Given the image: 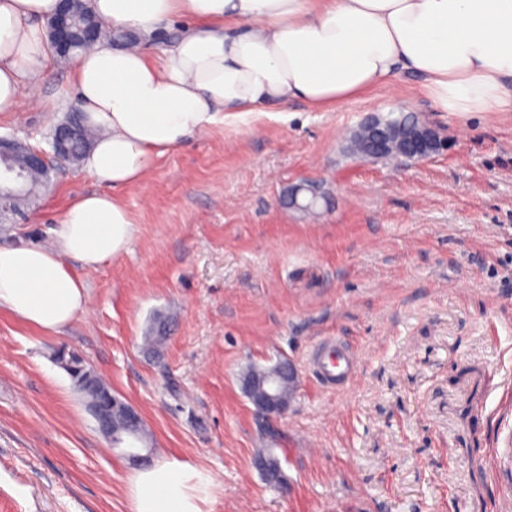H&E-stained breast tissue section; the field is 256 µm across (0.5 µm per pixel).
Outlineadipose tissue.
<instances>
[{"mask_svg":"<svg viewBox=\"0 0 512 512\" xmlns=\"http://www.w3.org/2000/svg\"><path fill=\"white\" fill-rule=\"evenodd\" d=\"M57 0H0V113L49 60L42 21ZM112 30L178 34L162 55L103 40L78 55L71 80L101 136L82 162L99 183L139 182L151 158L217 122L246 121L295 100L321 109L390 83L399 73L443 112H512V0H93ZM55 244L0 246V307L47 331L86 304L75 258L94 267L126 251L129 211L106 193L76 198L53 231ZM201 474L161 460L129 484L132 512H201Z\"/></svg>","mask_w":512,"mask_h":512,"instance_id":"1","label":"adipose tissue"}]
</instances>
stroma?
<instances>
[{
  "label": "stroma",
  "instance_id": "stroma-1",
  "mask_svg": "<svg viewBox=\"0 0 512 512\" xmlns=\"http://www.w3.org/2000/svg\"><path fill=\"white\" fill-rule=\"evenodd\" d=\"M409 73L335 106L216 125L118 190L136 232L97 268L69 260L87 308L48 332L0 308V512H131L136 467L95 422L58 348L78 351L141 413L148 461L206 478L202 512H502L512 499V112H443ZM0 134L43 148L77 109L68 61ZM411 113L447 136L429 160L345 152L367 117ZM318 208L284 202L302 182ZM101 189L53 164L45 190L0 223V246H51L70 200ZM170 316L158 354L143 350ZM340 337L358 354L341 390L306 354ZM292 359L288 411L265 420L249 365ZM311 441L315 453L298 448ZM282 463V485L255 467Z\"/></svg>",
  "mask_w": 512,
  "mask_h": 512
}]
</instances>
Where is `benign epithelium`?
<instances>
[{"label": "benign epithelium", "instance_id": "benign-epithelium-1", "mask_svg": "<svg viewBox=\"0 0 512 512\" xmlns=\"http://www.w3.org/2000/svg\"><path fill=\"white\" fill-rule=\"evenodd\" d=\"M61 11L47 23L48 35L52 43L56 45L59 53L66 54L70 51L75 31L71 21L72 0H60ZM361 129H369L374 138V144L365 148L367 155L376 157L392 148H397L401 155L413 160H426L448 149V141L427 123L419 120L416 125L404 131L400 139H395L394 132L389 124L380 119H373L362 125ZM73 131L62 125L55 129L49 141L50 150L34 148L17 139L0 137V209L10 208V202L16 193L20 192L25 183L24 169L48 171L51 169V160L65 161L69 154V142ZM24 152L26 168H17L12 164L14 155ZM306 191L314 198L321 197L319 187L312 184L294 185L288 188V202L291 206H299V193ZM299 373L295 364L281 358L276 361L274 369L264 379L255 384L245 379L241 383V389L255 411L260 416L271 419L278 418L286 413L291 400L283 397V386L297 387ZM96 426L101 434L119 444L128 445V455L134 461L143 459L134 446V436L128 434L120 436L116 434L115 422L121 421L129 427L142 423V416L136 408L127 402L114 396L96 402L89 408Z\"/></svg>", "mask_w": 512, "mask_h": 512}]
</instances>
